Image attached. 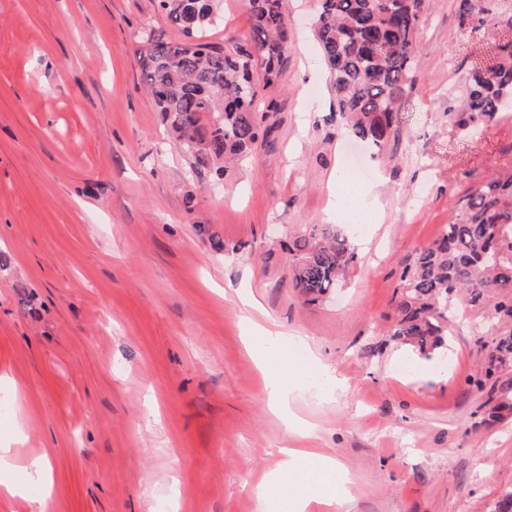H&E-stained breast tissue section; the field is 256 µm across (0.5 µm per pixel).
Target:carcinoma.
Masks as SVG:
<instances>
[{
	"label": "carcinoma",
	"mask_w": 512,
	"mask_h": 512,
	"mask_svg": "<svg viewBox=\"0 0 512 512\" xmlns=\"http://www.w3.org/2000/svg\"><path fill=\"white\" fill-rule=\"evenodd\" d=\"M185 39L142 32V72L171 137L201 169L251 154L264 137L261 92L279 83L289 38L286 0H248L249 38L208 42L214 0H158ZM425 0H318L315 40L329 75L336 117L381 150L395 136L394 113L414 82ZM488 0H460L461 26L484 25ZM512 109V45L474 70L456 109L460 127ZM295 287L315 303L337 287L356 253L345 231L312 227L296 240ZM390 333L420 355L446 345L454 302L482 313L490 340L473 383L484 406L512 412V175L491 179L460 201L441 234L401 276Z\"/></svg>",
	"instance_id": "cac0c4a2"
}]
</instances>
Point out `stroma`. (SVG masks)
Returning a JSON list of instances; mask_svg holds the SVG:
<instances>
[{
	"instance_id": "1",
	"label": "stroma",
	"mask_w": 512,
	"mask_h": 512,
	"mask_svg": "<svg viewBox=\"0 0 512 512\" xmlns=\"http://www.w3.org/2000/svg\"><path fill=\"white\" fill-rule=\"evenodd\" d=\"M492 7L496 24L474 30L459 0H426L399 133L381 157L359 154L379 207L350 235L345 280L310 304L292 248L334 223L330 176L356 152L316 0H288L268 134L219 179L168 138L143 81L141 32L183 37L157 0H0V448L19 480L47 458L46 512H260L285 445L318 449L347 484L341 505L308 512H493L512 486V415L489 419L469 383L482 316L462 312L429 359L389 333L416 251L469 190L512 174V111L455 123L470 71L512 43V0ZM216 9L211 41L249 37L246 0ZM251 297L315 364L293 395L310 438L270 412L285 358L247 352Z\"/></svg>"
}]
</instances>
